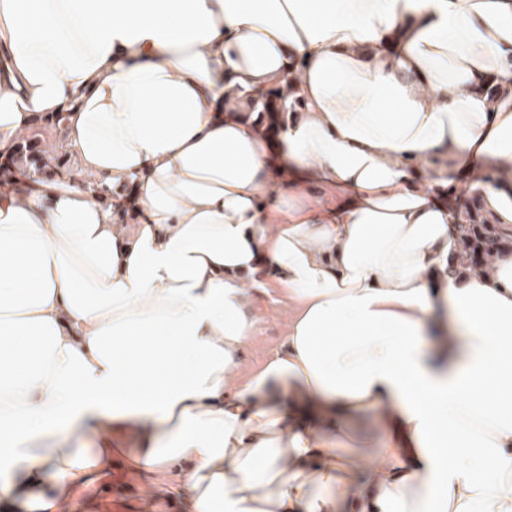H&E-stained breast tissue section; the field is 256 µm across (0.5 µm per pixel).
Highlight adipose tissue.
<instances>
[{
    "mask_svg": "<svg viewBox=\"0 0 512 512\" xmlns=\"http://www.w3.org/2000/svg\"><path fill=\"white\" fill-rule=\"evenodd\" d=\"M38 114L82 177L0 183V512H512V255L449 274L430 189L512 224V0H0V154ZM255 308L259 322L245 351L248 369L260 367L268 354L278 346L288 320V304L284 302L271 303L267 298H258ZM125 494H116L114 485L112 488L100 487L95 485L88 489L84 497L78 501L77 507L72 510L73 512H98L99 510L86 507L88 501L95 502H117L121 501L127 504L129 512H151L142 511L141 508L145 507L144 492L142 484L136 480L131 479L129 484L119 486Z\"/></svg>",
    "mask_w": 512,
    "mask_h": 512,
    "instance_id": "1",
    "label": "adipose tissue"
}]
</instances>
